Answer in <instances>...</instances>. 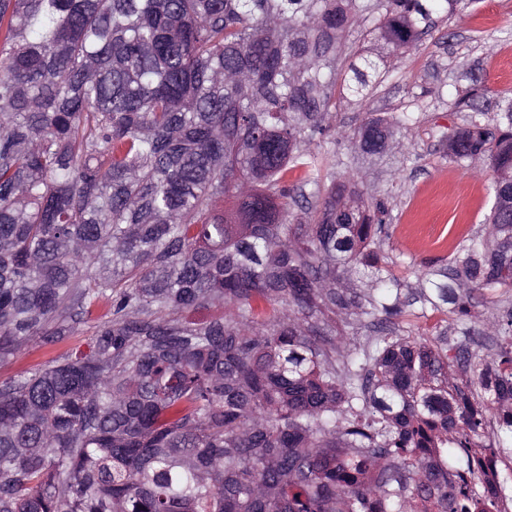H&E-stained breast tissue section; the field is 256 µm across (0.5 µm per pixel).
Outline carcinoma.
I'll return each instance as SVG.
<instances>
[{"mask_svg": "<svg viewBox=\"0 0 512 512\" xmlns=\"http://www.w3.org/2000/svg\"><path fill=\"white\" fill-rule=\"evenodd\" d=\"M473 2L0 0V363L88 334L0 382V512H507L512 473L484 490L482 466L512 456V345L447 333L487 291L512 336V98L472 89L442 134L493 204L421 276L431 339L400 325L387 200L312 148ZM353 28L381 51L345 66ZM413 121L343 138L382 155ZM363 314L382 336L353 348L336 322ZM336 130L340 127H354L358 124L359 113L363 112L362 108L355 102L347 99H339L336 97ZM83 329L80 326L78 331L58 342L30 347L22 357L0 364V380L7 379L30 368L48 366L52 364L54 359L66 352L75 351L76 349L86 350L88 336H86Z\"/></svg>", "mask_w": 512, "mask_h": 512, "instance_id": "obj_1", "label": "carcinoma"}]
</instances>
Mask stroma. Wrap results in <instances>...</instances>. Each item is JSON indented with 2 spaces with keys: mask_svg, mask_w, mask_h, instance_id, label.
Returning <instances> with one entry per match:
<instances>
[{
  "mask_svg": "<svg viewBox=\"0 0 512 512\" xmlns=\"http://www.w3.org/2000/svg\"><path fill=\"white\" fill-rule=\"evenodd\" d=\"M512 57V0H474L451 17L439 18L436 28L416 49L392 59L390 73L366 106L341 99L335 124L353 127L361 109L398 112L417 101V122L396 134L395 145L383 156L359 155L351 164L364 177L366 196L380 195L391 210L389 236L383 250L397 274L414 279L418 270L446 257L436 238L455 239L483 229L492 205L489 174L475 175L468 167L450 162L442 131L459 127L465 115L454 101L469 87L456 75L471 61L481 64V84L488 99L512 97V75L503 66ZM445 183L455 209L442 210L432 193ZM88 338L76 331L64 339L30 347L25 355L0 364V380L25 370L45 367L58 356L86 349Z\"/></svg>",
  "mask_w": 512,
  "mask_h": 512,
  "instance_id": "1",
  "label": "stroma"
}]
</instances>
